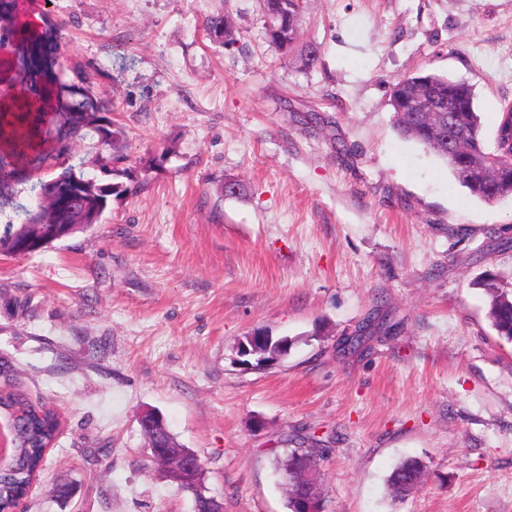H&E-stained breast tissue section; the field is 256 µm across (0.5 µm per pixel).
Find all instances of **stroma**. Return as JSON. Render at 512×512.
Returning <instances> with one entry per match:
<instances>
[{"label":"stroma","instance_id":"35a3bbf8","mask_svg":"<svg viewBox=\"0 0 512 512\" xmlns=\"http://www.w3.org/2000/svg\"><path fill=\"white\" fill-rule=\"evenodd\" d=\"M31 2L113 102L125 160L102 223L0 256V358L62 420L21 512H193L146 409L224 512H288L275 459L312 439L325 512H512V343L474 285L512 281V198L471 196L390 105L418 70L466 80L494 141L512 0H304L310 71L265 40L258 0ZM213 13L235 45L205 36ZM375 313L395 331L338 351ZM260 330L287 356L241 355ZM411 457L427 478L393 499ZM152 458L161 471L175 482H195L202 464L196 454L176 448H151ZM425 464L416 458L402 460L387 479L389 492L394 498H403L416 490L425 475Z\"/></svg>","mask_w":512,"mask_h":512}]
</instances>
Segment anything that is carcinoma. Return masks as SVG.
I'll return each instance as SVG.
<instances>
[{
    "label": "carcinoma",
    "mask_w": 512,
    "mask_h": 512,
    "mask_svg": "<svg viewBox=\"0 0 512 512\" xmlns=\"http://www.w3.org/2000/svg\"><path fill=\"white\" fill-rule=\"evenodd\" d=\"M266 40L288 55L298 51L301 66L311 70L321 64L318 47L298 43V26L302 0H260ZM203 31L222 45L235 43L236 30L223 14L204 19ZM8 40L21 51V69L30 77L31 86L52 103L51 111L40 115L46 127L50 149L38 155L41 165L59 167L61 172L47 181L23 189L28 181V159L13 152L0 155V200L6 196L27 192L29 205H18L0 221V255L14 254V245L28 243L32 225L64 224L70 233L87 229L103 221L108 199L120 193L119 186L103 183L96 175L86 172L93 166L110 175L114 164L126 159L117 150L124 132L108 117L110 106L96 97L92 79L82 70L74 71L69 81L55 71L57 31L46 27L38 32L18 18V0H0V41ZM431 83L442 99L443 106L452 109L421 122L418 113L401 110L400 95L414 87ZM393 123L403 137L412 139L433 151L445 161L448 169L469 193L488 203L512 197V149L498 138L487 147L482 123L476 109V94L468 82L437 73L418 71L400 78L391 89ZM90 141L91 159L70 163L73 144ZM479 285L488 295L487 317L501 338L512 342V284L490 276ZM397 324L385 319L367 317L357 336L348 341L350 351H362L370 337L378 332L392 333ZM262 337L254 355L258 363L273 361L285 355V343ZM12 366L0 360V376L5 386L0 389V419L13 428L12 458L0 470V512H13L27 494L42 466L45 452L56 439L60 420L49 407L33 402L30 397L9 383ZM322 448H294L276 459L281 474L293 476L308 462L323 457ZM425 464L416 458L402 460L387 479L394 498H403L416 490L425 475Z\"/></svg>",
    "instance_id": "obj_1"
}]
</instances>
